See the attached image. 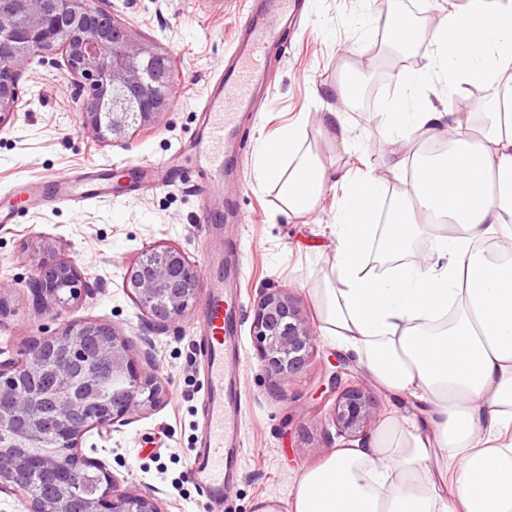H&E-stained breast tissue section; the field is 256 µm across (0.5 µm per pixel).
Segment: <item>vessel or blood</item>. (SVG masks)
<instances>
[{
  "label": "vessel or blood",
  "mask_w": 512,
  "mask_h": 512,
  "mask_svg": "<svg viewBox=\"0 0 512 512\" xmlns=\"http://www.w3.org/2000/svg\"><path fill=\"white\" fill-rule=\"evenodd\" d=\"M277 38L275 30L254 28L246 62L225 78L218 79L214 94L204 105L207 120L205 140L193 147L189 162L198 172L196 187L202 197L216 191L211 177L224 168V145L239 132L238 105L250 100L253 87L252 63L265 56ZM175 159L138 162V180L128 182V190L142 193L152 187L153 172H170ZM118 173L111 165H94L85 173L58 178L40 185L29 181L15 184L7 202L0 204V224H11L22 208L48 203L83 207L111 197ZM209 280L207 304L199 322L200 351L205 361L206 392L203 401V430L191 457V473L196 484L212 503H222L242 465L244 449L240 438L243 391L240 375L232 363L239 350L242 308L240 294L233 288L232 265L207 263Z\"/></svg>",
  "instance_id": "vessel-or-blood-1"
}]
</instances>
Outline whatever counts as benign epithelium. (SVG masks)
I'll use <instances>...</instances> for the list:
<instances>
[{
    "mask_svg": "<svg viewBox=\"0 0 512 512\" xmlns=\"http://www.w3.org/2000/svg\"><path fill=\"white\" fill-rule=\"evenodd\" d=\"M55 55L62 56L68 75L88 91L78 108L81 127L105 144L150 125L169 105L171 53L94 0H0V126L20 110L17 81L22 70L35 58ZM197 282L198 270L184 251L164 242L146 244L123 276V288L135 303L162 322L184 317ZM26 287L38 307L49 299L67 305L95 292L68 258L38 259ZM252 312L250 332L259 361L275 384L292 382L317 352L311 322L281 290L259 293ZM50 362L63 397L48 417L23 384L38 378ZM331 365L334 370L317 397L333 399L330 414L339 435L361 448L374 417L373 402L361 387L344 381L350 375L346 358L338 354ZM111 378L123 381V388L112 391L108 403L96 401L95 392ZM165 395L161 378L144 374L128 341L108 325L71 322L33 339L20 358L0 361V423L14 430L11 447L0 449V491L23 493L31 472L19 458L31 436L51 426L73 452L36 463L52 481L43 497H23L26 512H164L153 491L115 493L107 464L77 448L88 430L109 435L127 424L129 415L157 406ZM85 466L95 469L99 492L77 498L74 488Z\"/></svg>",
    "mask_w": 512,
    "mask_h": 512,
    "instance_id": "obj_1",
    "label": "benign epithelium"
}]
</instances>
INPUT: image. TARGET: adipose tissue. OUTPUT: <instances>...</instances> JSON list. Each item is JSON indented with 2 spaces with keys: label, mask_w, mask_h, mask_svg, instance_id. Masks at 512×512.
<instances>
[{
  "label": "adipose tissue",
  "mask_w": 512,
  "mask_h": 512,
  "mask_svg": "<svg viewBox=\"0 0 512 512\" xmlns=\"http://www.w3.org/2000/svg\"><path fill=\"white\" fill-rule=\"evenodd\" d=\"M386 26L394 50L426 41L432 53L377 118L396 142L450 138L446 152L392 154L394 190L371 175L338 183L299 118L259 141L256 179L279 185L293 214L341 189L334 260L315 290L322 333L427 408L301 473L291 512H512V85L480 104L476 132L421 97L441 79L453 94L512 72V0H468L431 23L399 7ZM424 237L433 250L409 260ZM376 245L386 268L369 260Z\"/></svg>",
  "instance_id": "adipose-tissue-1"
}]
</instances>
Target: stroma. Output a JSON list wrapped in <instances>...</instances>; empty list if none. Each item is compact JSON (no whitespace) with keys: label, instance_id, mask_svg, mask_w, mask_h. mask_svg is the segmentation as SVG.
Returning a JSON list of instances; mask_svg holds the SVG:
<instances>
[{"label":"stroma","instance_id":"obj_1","mask_svg":"<svg viewBox=\"0 0 512 512\" xmlns=\"http://www.w3.org/2000/svg\"><path fill=\"white\" fill-rule=\"evenodd\" d=\"M143 38L170 51L176 91L170 106L147 129L122 142L104 145L78 125V90L62 57L33 61L19 80L21 109L0 128V199L19 179L74 176L92 163L130 165L169 159L201 135L202 109L214 77L236 59L237 45L250 22L275 26L278 42L260 64L261 91L240 115L239 168L217 175L220 203L228 221H202L203 200L196 173L186 165L141 195L119 190L110 199L81 210L48 204L0 226V349L18 357L28 341L48 336L72 321L106 323L128 339L143 371L157 375L167 394L154 409L135 414L127 425L103 436L90 430L81 452L109 464L118 491H162L166 512H257L260 506H286L298 473L322 463L345 444L328 409L313 410V396L329 369L337 346L317 339V355L287 385L272 387L250 335V306L260 291L290 292L312 325L320 317L312 290L328 271L334 242L328 226L336 220L339 191L327 192L310 214L287 216L278 187H258L255 150L297 116H304L307 146L337 173L373 172L388 187L397 179L379 163L391 145L373 113L357 111L353 101L336 98L334 88L350 76L355 88H381L383 98L398 95V54L384 24L394 0H298L301 21L285 26L274 0H98ZM343 113L360 151H344L321 128L324 112ZM180 246L189 261L223 258L226 246L237 252L242 297L241 387L245 399L242 440L245 460L231 494L213 508L189 467L200 432L205 392L204 364L192 324L203 307L206 284L198 282L189 314L158 323L143 313L122 285V265L144 244ZM67 257L101 292L58 307L35 308L26 283L32 256ZM352 384L374 401L375 433L397 409L358 361L350 363Z\"/></svg>","mask_w":512,"mask_h":512}]
</instances>
